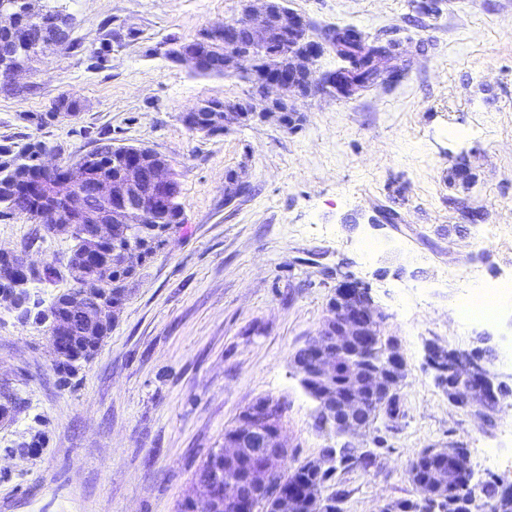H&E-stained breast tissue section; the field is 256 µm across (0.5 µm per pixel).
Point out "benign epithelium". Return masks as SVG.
Here are the masks:
<instances>
[{
    "instance_id": "7a95c632",
    "label": "benign epithelium",
    "mask_w": 512,
    "mask_h": 512,
    "mask_svg": "<svg viewBox=\"0 0 512 512\" xmlns=\"http://www.w3.org/2000/svg\"><path fill=\"white\" fill-rule=\"evenodd\" d=\"M272 0H243L241 11L231 22L211 25L199 34L196 47L171 39L163 45L165 58L190 66L202 67L214 37H224L226 55L224 70L228 75L246 77L255 89V95L237 105V112L228 113L217 103L205 102L197 112L211 113L215 125L229 129L241 120L252 117L259 120L279 119L281 110L295 111L294 102L307 97L306 90L294 77L297 72L312 68L325 50V44L308 36L306 19L290 11L281 17L300 49L291 55L292 67L282 72L270 66L276 51L266 43V31L271 24ZM39 0H17L13 11L0 10V30H9L16 24L19 13L32 16L42 14ZM249 29L253 45L243 51L236 49L238 33ZM62 182L67 192L42 191L36 194L45 205L61 203L60 218L71 231L79 230L90 242L86 263L99 257V245L116 234V225H124V235L134 233V225L158 223L162 212L173 206L179 195L172 169L166 161L148 163L138 157L130 158L118 176L105 179L96 175L89 163L67 165ZM248 186L245 177L234 174L224 184V200L230 202L240 189ZM32 270L27 260L17 259V253L0 250V284L12 288L21 284L19 272ZM355 283L341 286V292L329 306L328 316L316 335L303 346L306 362L291 358V367L300 381L310 378L326 379L336 372L338 355L353 347L358 353V367L344 370L332 399L320 402L318 421L322 432L345 439L352 447L362 432L369 429L370 415L376 409L377 399L393 392L402 383L399 374L405 371L404 357L398 343L391 337L383 338L384 317L372 303L355 301ZM68 319L60 320L49 336L53 361L63 352V338L68 335ZM433 357L445 360L448 400L458 408L473 411L483 422H493L504 384H494L498 374L491 372L467 357L446 355L431 350ZM280 403L270 397H260L242 412L232 434L224 437L223 462L210 467L202 481L193 484L188 497V512H218L216 488H223L224 509L227 512H254L262 498H284L277 480L290 448L283 438L279 421Z\"/></svg>"
}]
</instances>
